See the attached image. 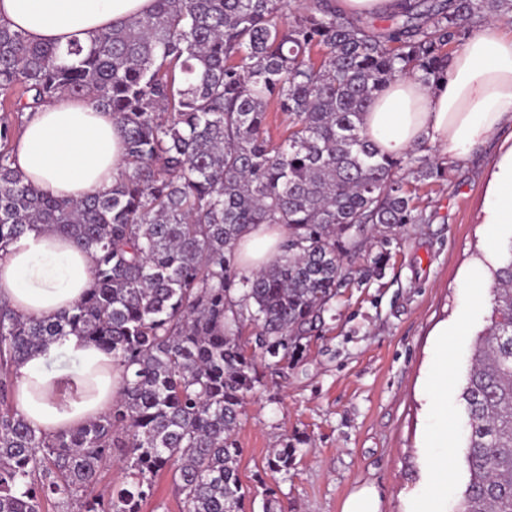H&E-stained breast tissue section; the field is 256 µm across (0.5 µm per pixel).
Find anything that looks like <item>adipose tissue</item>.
Instances as JSON below:
<instances>
[{
	"instance_id": "ef3b65f1",
	"label": "adipose tissue",
	"mask_w": 512,
	"mask_h": 512,
	"mask_svg": "<svg viewBox=\"0 0 512 512\" xmlns=\"http://www.w3.org/2000/svg\"><path fill=\"white\" fill-rule=\"evenodd\" d=\"M153 0H0V23L35 42L91 45L112 24L143 14ZM512 121V35L489 21L452 55L446 79L429 86L394 77L365 117L366 131L384 154L428 143L451 159L466 158ZM124 133L111 113L58 95L27 112L13 142V162L26 178L69 199L106 194L123 160ZM487 220L512 224V153L499 164L485 201ZM284 226L259 224L243 237L238 267L251 273L270 263ZM94 253L50 230L27 233L0 251V297L23 318H42L73 306L92 281ZM70 367H59L60 358ZM16 407L39 433L76 429L101 415L116 397L121 370L110 354L73 334L44 345L13 372Z\"/></svg>"
}]
</instances>
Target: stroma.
<instances>
[{
  "label": "stroma",
  "instance_id": "stroma-1",
  "mask_svg": "<svg viewBox=\"0 0 512 512\" xmlns=\"http://www.w3.org/2000/svg\"><path fill=\"white\" fill-rule=\"evenodd\" d=\"M511 151V122L466 159L429 151L441 174L421 189L426 223L397 230L381 276L355 275L339 288L299 358L263 367L236 439L243 484L265 483L271 496L245 512H343L363 488L377 495L379 512H418L445 456L451 476L436 509L456 512L467 480L459 393L487 310L468 273L495 267L512 239V224L485 221L498 164ZM465 309L463 333L441 340ZM443 345L453 368L441 397L448 445L440 448L430 378ZM286 442L295 451L278 472L269 462Z\"/></svg>",
  "mask_w": 512,
  "mask_h": 512
}]
</instances>
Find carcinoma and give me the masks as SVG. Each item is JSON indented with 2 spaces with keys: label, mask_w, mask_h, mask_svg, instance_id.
<instances>
[{
  "label": "carcinoma",
  "mask_w": 512,
  "mask_h": 512,
  "mask_svg": "<svg viewBox=\"0 0 512 512\" xmlns=\"http://www.w3.org/2000/svg\"><path fill=\"white\" fill-rule=\"evenodd\" d=\"M405 2L379 26L333 0H155L89 47L0 25V95H15L16 114L67 93L125 136L112 190L74 201L13 168L18 129L0 118V251L51 228L94 252L90 288L56 315L21 319L0 298V512H141L163 471L184 512H243L235 432L262 385L256 351L275 365L299 356L352 274L358 233L371 226L384 247L421 223L417 186L438 177L426 144L380 153L366 112L397 75L443 79L475 23L512 12V0ZM272 104L288 116L277 144L265 135ZM256 224L288 235L242 275L235 247ZM491 281L460 393L459 512H512V240ZM70 334L112 353L122 385L85 425L38 433L15 407L13 368ZM116 455L124 487L105 494Z\"/></svg>",
  "instance_id": "1"
}]
</instances>
